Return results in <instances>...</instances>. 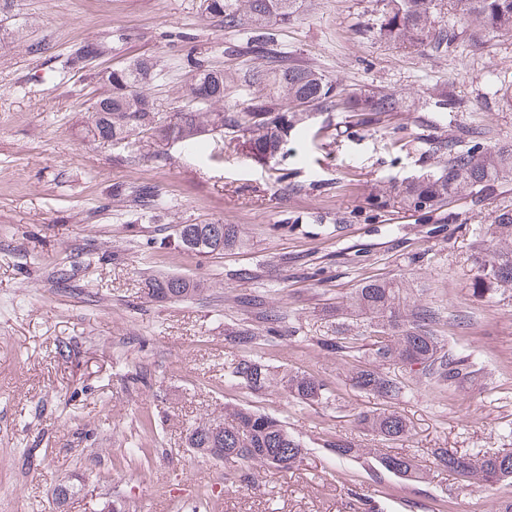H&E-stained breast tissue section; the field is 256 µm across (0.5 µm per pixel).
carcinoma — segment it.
Segmentation results:
<instances>
[{
  "mask_svg": "<svg viewBox=\"0 0 512 512\" xmlns=\"http://www.w3.org/2000/svg\"><path fill=\"white\" fill-rule=\"evenodd\" d=\"M205 13L220 20L226 28L246 26L253 31L249 49L264 61V68L252 72L248 82L263 84L268 91L249 96L240 108L224 111V89L238 80L237 74L213 71L195 66L191 80L183 92L177 112L164 118L148 92L150 82L162 69L156 60L138 58L126 67L95 77L104 86L93 105L86 109L84 130L93 145L129 144L144 139L166 141L189 150L203 147L204 138L217 131L236 128L248 135L240 144L246 156L264 160L276 156L287 142L288 127L299 122L298 113L312 108L333 112L341 109L354 113L361 124L376 123L402 109L401 99L392 92L343 93L338 85L304 66L291 65L279 52L270 48L272 38L263 29L271 19L290 21L300 9L302 0H207ZM459 20L476 23L492 33H512V0H450ZM387 18L380 26L381 40L395 45L417 46L429 42L431 49L443 52L455 32L436 26L435 19L442 0H387ZM105 47L87 43L70 53L64 65L69 70H82L85 55ZM448 170L413 181L395 191L399 203L419 210L431 209L456 194L478 192L495 181L503 171H512V150L499 154L457 150L446 144ZM221 244L192 245L197 232H205V224L178 227V244L199 253H215L239 241L234 224L222 225ZM512 234V208L497 211L490 235ZM480 277L493 288L512 290V249H486L479 265ZM196 292L183 278L166 276L150 282L149 293L157 299L179 300ZM399 295L378 281H367L356 289L347 306L349 313L370 315L374 332L381 335L373 342V360L381 365L400 366L421 374L440 385L457 383L467 377L465 360L451 352H443L440 336L432 329L439 313L432 307L418 308L409 320L396 323ZM243 350L260 340L251 329L229 333ZM230 377L250 390L259 391L273 381L269 366L251 355L239 357ZM348 379L352 387L382 399V406L362 412L359 424L382 437H404L409 434L406 420L392 409L393 401L404 393L398 379L355 361ZM289 394L303 403H327L332 390L321 379L305 373L286 376ZM188 447L202 457L212 458L239 468L255 464L289 469L302 454V444L276 417L237 405L224 406V413L196 422L186 435ZM330 448L339 457L366 456L388 472L413 483H424L427 470L407 456L391 455L381 448H358L351 442H333ZM434 464L469 483L493 484L512 479V451L460 455L446 448L433 452Z\"/></svg>",
  "mask_w": 512,
  "mask_h": 512,
  "instance_id": "obj_1",
  "label": "carcinoma"
}]
</instances>
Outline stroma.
I'll use <instances>...</instances> for the list:
<instances>
[{"mask_svg":"<svg viewBox=\"0 0 512 512\" xmlns=\"http://www.w3.org/2000/svg\"><path fill=\"white\" fill-rule=\"evenodd\" d=\"M386 12L387 0H307L289 23L268 25L290 60L349 90L396 93L405 108L367 125L340 111L303 113L287 156L258 163L236 152L238 132L207 138L198 153L160 142L90 147L81 116L98 84L61 66L123 29L127 40L97 68L157 58L163 75L150 92L168 114L188 60L259 67L249 29H225L199 0H14L0 11V503L9 512H193L205 493L210 512H355L370 502L384 512H497L512 498V482L468 485L434 466L414 484L330 447L350 440L423 461L436 448H512V291L474 290L484 230L512 208V173L429 213L371 202L439 171L445 143L512 148V103L502 97L512 33L460 28L446 6L439 21L456 37L437 53L379 40ZM37 41L45 54L28 52ZM143 184L159 203L138 220L130 193ZM116 185L124 196H113ZM222 222L240 236L223 253L173 244L179 225ZM62 269L71 279L58 280ZM161 276L197 290L153 298L149 282ZM369 280L398 287L406 306L438 309L446 349L471 371L448 388L398 370L405 437L364 430L357 416L375 399L347 379L350 356L368 361L372 329L365 316L336 312ZM249 295L280 318L252 355L275 374L322 379L332 401L229 379L242 351L228 329L259 325L242 302ZM329 339L342 351L328 350ZM228 403L283 421L301 459L230 478L227 464L194 454L187 428ZM132 443L142 449L133 462L122 457Z\"/></svg>","mask_w":512,"mask_h":512,"instance_id":"35a3bbf8","label":"stroma"}]
</instances>
